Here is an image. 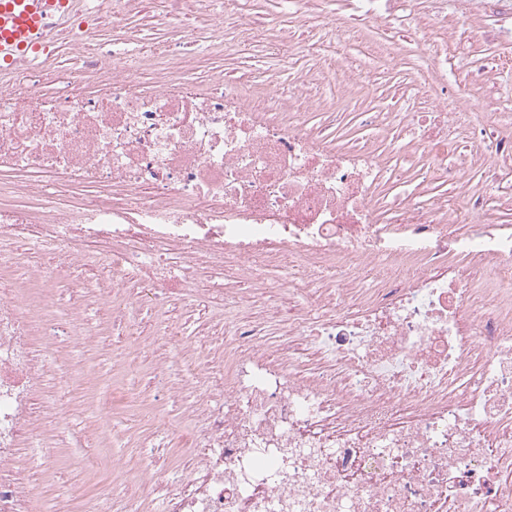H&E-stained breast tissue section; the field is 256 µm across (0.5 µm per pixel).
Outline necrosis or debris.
Here are the masks:
<instances>
[{
  "mask_svg": "<svg viewBox=\"0 0 512 512\" xmlns=\"http://www.w3.org/2000/svg\"><path fill=\"white\" fill-rule=\"evenodd\" d=\"M290 3L324 38L306 47L310 77L284 94L274 76H190L223 53V15L239 44L288 57L274 20L243 0H167L186 49L123 52L97 34L137 0H69L38 63L0 69V512H33L79 410L82 351L126 322L146 283L152 305L177 287L224 311L201 367L177 370L171 326L147 345L160 388L182 403L186 455L160 481L90 494L61 480L42 512H512V249L458 230L489 198L512 212L500 176L512 114L488 97L471 134L461 94L427 73L407 86L408 111L364 113L375 137L328 134L311 113L330 111L321 89L372 91L371 73L397 66L394 30L411 26L426 54L437 21L413 0H364L354 22ZM475 172L483 189L452 199L438 187ZM411 179L426 200L400 192ZM277 284L296 304L256 305ZM302 344L327 371H300ZM151 401L102 393L81 430L88 472L115 468L98 429L116 405L142 404L153 436L139 454L155 463L169 424ZM24 444L38 461L20 460Z\"/></svg>",
  "mask_w": 512,
  "mask_h": 512,
  "instance_id": "obj_1",
  "label": "necrosis or debris"
}]
</instances>
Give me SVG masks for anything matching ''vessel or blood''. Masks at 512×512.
<instances>
[{
	"label": "vessel or blood",
	"mask_w": 512,
	"mask_h": 512,
	"mask_svg": "<svg viewBox=\"0 0 512 512\" xmlns=\"http://www.w3.org/2000/svg\"><path fill=\"white\" fill-rule=\"evenodd\" d=\"M67 0H0V69L32 62L45 52L52 23Z\"/></svg>",
	"instance_id": "obj_1"
}]
</instances>
